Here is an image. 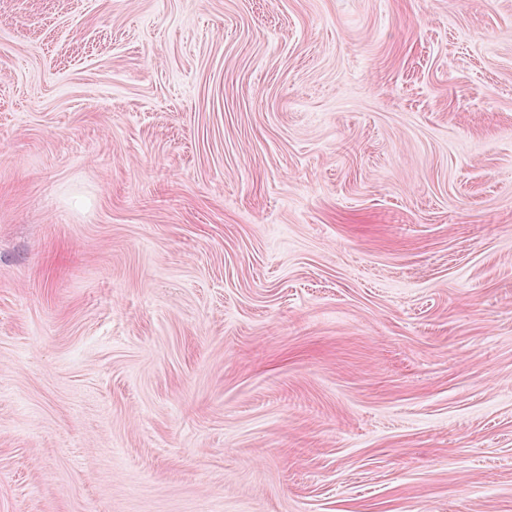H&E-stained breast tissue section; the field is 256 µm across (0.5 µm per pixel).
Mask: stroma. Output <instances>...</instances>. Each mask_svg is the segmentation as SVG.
<instances>
[{
    "instance_id": "1",
    "label": "stroma",
    "mask_w": 512,
    "mask_h": 512,
    "mask_svg": "<svg viewBox=\"0 0 512 512\" xmlns=\"http://www.w3.org/2000/svg\"><path fill=\"white\" fill-rule=\"evenodd\" d=\"M0 512H512V0H0Z\"/></svg>"
}]
</instances>
